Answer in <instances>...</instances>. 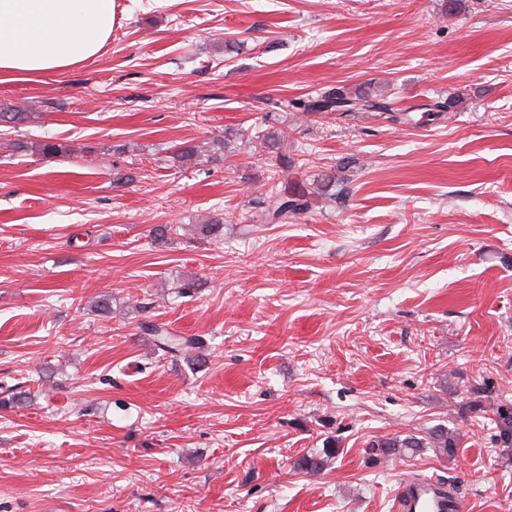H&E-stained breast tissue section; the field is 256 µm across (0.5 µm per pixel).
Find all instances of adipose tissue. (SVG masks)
I'll list each match as a JSON object with an SVG mask.
<instances>
[{
  "mask_svg": "<svg viewBox=\"0 0 512 512\" xmlns=\"http://www.w3.org/2000/svg\"><path fill=\"white\" fill-rule=\"evenodd\" d=\"M115 0H0V74L66 71L111 35Z\"/></svg>",
  "mask_w": 512,
  "mask_h": 512,
  "instance_id": "1",
  "label": "adipose tissue"
}]
</instances>
